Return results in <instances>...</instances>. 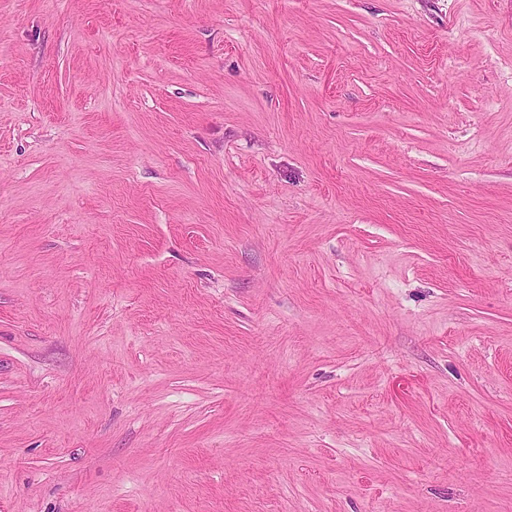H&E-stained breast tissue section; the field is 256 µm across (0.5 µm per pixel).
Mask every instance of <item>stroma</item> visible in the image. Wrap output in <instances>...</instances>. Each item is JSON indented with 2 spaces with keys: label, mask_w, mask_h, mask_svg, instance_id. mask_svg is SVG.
I'll return each mask as SVG.
<instances>
[{
  "label": "stroma",
  "mask_w": 512,
  "mask_h": 512,
  "mask_svg": "<svg viewBox=\"0 0 512 512\" xmlns=\"http://www.w3.org/2000/svg\"><path fill=\"white\" fill-rule=\"evenodd\" d=\"M0 512H512V0H0Z\"/></svg>",
  "instance_id": "stroma-1"
}]
</instances>
